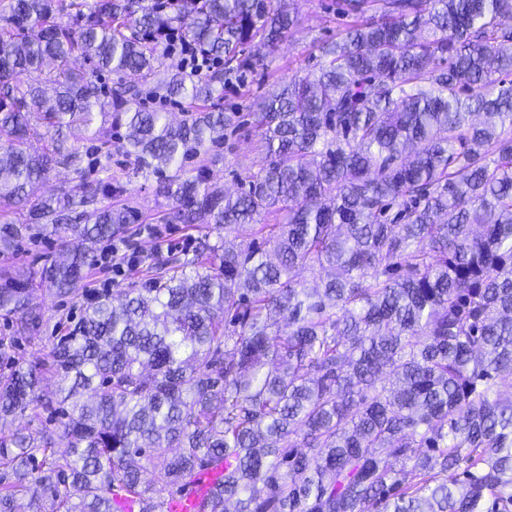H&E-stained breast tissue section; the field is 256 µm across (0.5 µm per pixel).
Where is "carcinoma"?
<instances>
[{
    "label": "carcinoma",
    "mask_w": 512,
    "mask_h": 512,
    "mask_svg": "<svg viewBox=\"0 0 512 512\" xmlns=\"http://www.w3.org/2000/svg\"><path fill=\"white\" fill-rule=\"evenodd\" d=\"M339 6L317 72L250 113L269 167L229 194L204 163L167 171L224 140V86L299 32L298 0H0V205L64 232L52 291L86 298L95 246L139 221L114 129L166 199L151 223L218 231L0 372V421L40 420L0 432V512H167L221 465L199 512H512V0ZM175 31L215 65L170 63ZM59 167L74 184L37 194ZM0 311L44 322L28 288H0Z\"/></svg>",
    "instance_id": "1"
}]
</instances>
